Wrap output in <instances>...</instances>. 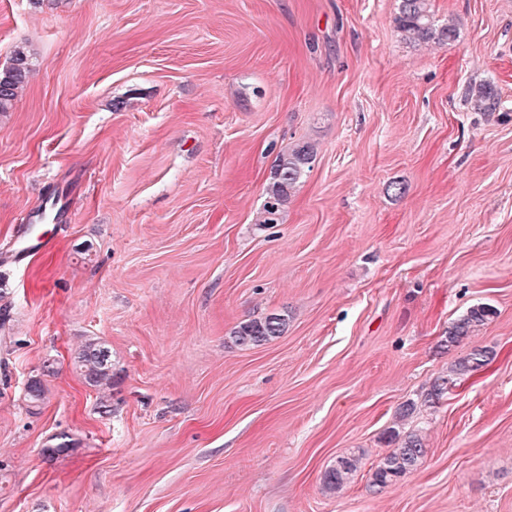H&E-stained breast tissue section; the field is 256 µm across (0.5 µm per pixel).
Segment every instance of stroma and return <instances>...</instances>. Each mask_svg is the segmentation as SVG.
Returning <instances> with one entry per match:
<instances>
[{
  "label": "stroma",
  "mask_w": 512,
  "mask_h": 512,
  "mask_svg": "<svg viewBox=\"0 0 512 512\" xmlns=\"http://www.w3.org/2000/svg\"><path fill=\"white\" fill-rule=\"evenodd\" d=\"M432 5L453 45L401 41L399 0H0V68L32 62L0 115V253L62 204L45 251L0 263V512H512V0ZM270 313L282 336L236 342ZM393 429L426 454L375 488ZM315 146L311 142H301L282 150L273 166L272 183L266 189L258 224H276L288 206L291 196L306 171L310 170L315 159ZM495 314L496 312L486 304L470 308L448 328V336L444 340V346L449 349L458 346L464 339L487 325ZM287 325L286 316L268 314L240 323L233 329L232 335L240 345H260L283 335ZM75 367L91 386L104 389L112 385L111 354L101 344L86 345L78 353ZM494 355V351L490 348L474 349L472 352L457 358L448 369L447 376H438L434 379L431 385L430 392L428 393V401L435 403L437 399L444 393V386L450 381H455L458 378L467 375L478 367L484 365ZM455 387L454 382H448L445 391L451 392ZM359 469V457L356 455L341 456L336 466L329 469L323 479L324 487L329 491H338L350 482Z\"/></svg>",
  "instance_id": "35a3bbf8"
}]
</instances>
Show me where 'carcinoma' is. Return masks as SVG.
Here are the masks:
<instances>
[{
	"mask_svg": "<svg viewBox=\"0 0 512 512\" xmlns=\"http://www.w3.org/2000/svg\"><path fill=\"white\" fill-rule=\"evenodd\" d=\"M395 31L400 40L413 45H426L431 42L451 45L459 37L453 22L438 23L431 9V0H400ZM30 74V55L22 48L15 50L10 64L0 69V114L11 111L18 90L27 83ZM470 100L473 108L479 111L491 112L498 106V100L488 85H480L471 90ZM315 156V146L310 142L294 144L279 153L273 166L272 183L266 189L267 197L259 223L279 222L280 215L288 206L303 175L310 170ZM494 316L495 311L486 304L470 308L448 328L444 345L449 348L458 346L464 339L487 325ZM287 325L286 316L268 314L240 323L233 329L232 335L240 345H260L283 335ZM493 355L492 349L481 348L457 358L448 369V375L439 376L432 382L428 393L429 401L434 403L439 399L448 381H455L474 371ZM75 367L91 386L103 389L112 385L111 354L101 344L86 345L78 353ZM389 438L397 443V448L385 455L374 467L371 474V485L374 487L384 488L397 482L417 469L425 456L423 441L418 434L408 432L402 435L391 430ZM358 469V456H341L336 460V466L325 473L323 485L329 491H338L353 479Z\"/></svg>",
	"mask_w": 512,
	"mask_h": 512,
	"instance_id": "obj_1",
	"label": "carcinoma"
}]
</instances>
